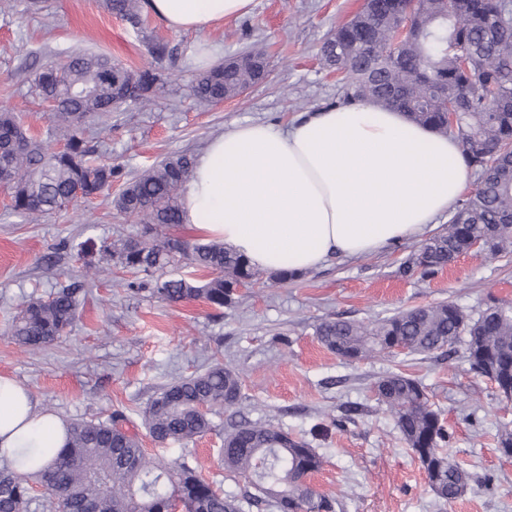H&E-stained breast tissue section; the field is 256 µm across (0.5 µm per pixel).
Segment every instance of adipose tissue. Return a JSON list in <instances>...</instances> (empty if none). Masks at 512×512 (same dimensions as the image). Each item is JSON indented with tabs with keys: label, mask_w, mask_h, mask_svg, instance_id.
<instances>
[{
	"label": "adipose tissue",
	"mask_w": 512,
	"mask_h": 512,
	"mask_svg": "<svg viewBox=\"0 0 512 512\" xmlns=\"http://www.w3.org/2000/svg\"><path fill=\"white\" fill-rule=\"evenodd\" d=\"M171 29L202 32L249 14L253 0H148ZM468 182L458 142L363 103L281 127L245 121L212 137L182 194L184 223L253 266L303 274L426 236ZM66 424L0 376V459L59 448Z\"/></svg>",
	"instance_id": "obj_1"
}]
</instances>
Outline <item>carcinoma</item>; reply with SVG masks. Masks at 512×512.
<instances>
[{
  "mask_svg": "<svg viewBox=\"0 0 512 512\" xmlns=\"http://www.w3.org/2000/svg\"><path fill=\"white\" fill-rule=\"evenodd\" d=\"M106 9L142 29L141 0H104ZM411 25V40L393 46L395 26ZM321 62L344 74L336 107L371 101L405 112L459 141L468 165L478 172L470 197L456 208L445 232L420 243L399 268L403 277L429 280L454 254L482 242L495 258L512 248V0H366L362 8L322 45ZM268 61L260 43L229 62L199 69L195 98L217 104L243 94L262 80ZM36 97L52 104L51 123L66 132L63 149L27 134L17 115L0 109V187L13 210L37 221L80 200L94 198L120 180L118 165L98 160L87 137L102 116L131 104L146 105L163 84L150 70L134 72L101 53L72 52L35 72ZM456 113L448 125V113ZM194 158L179 154L143 169L124 183L113 208L144 225L145 239L100 244L114 265L148 276L141 289L170 303L202 298L222 308L234 287L261 279L262 271L220 241L195 243L162 235L182 223L181 190ZM183 261L210 279H153L156 271ZM81 289L61 285L48 296H30L13 317L8 335L15 343L40 348L57 342L80 313ZM316 336L347 361L398 355H451L464 345V358L477 376L491 380L499 397L512 400V304L492 301L477 316L455 303L398 311L368 323L325 320ZM377 402L394 418L401 439L417 456L435 496L448 502L468 486L469 475L445 448L448 433L431 408L421 382L390 372L373 385ZM242 399L238 372L213 362L181 377L151 397L142 418L159 446L187 445L214 429L212 416ZM126 413L69 422L61 448L22 452L0 466V512H28L33 486L51 512H240L236 500L216 490L188 462L172 466L142 448L125 428ZM52 454L41 466L39 457ZM224 469L245 479L247 498L259 512H334L337 502L307 482L323 457L310 443L270 422H241L224 431Z\"/></svg>",
  "mask_w": 512,
  "mask_h": 512,
  "instance_id": "obj_1",
  "label": "carcinoma"
}]
</instances>
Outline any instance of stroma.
Listing matches in <instances>:
<instances>
[{
    "label": "stroma",
    "instance_id": "1",
    "mask_svg": "<svg viewBox=\"0 0 512 512\" xmlns=\"http://www.w3.org/2000/svg\"><path fill=\"white\" fill-rule=\"evenodd\" d=\"M362 4L254 0L246 17L204 32L171 30L146 9L136 34L104 0H10L8 12L0 13V106L17 108L25 126L60 148V131L51 130L31 93L36 70L78 48L111 55L134 71L152 70L164 85L160 99L122 108L92 128L100 160L121 165L131 179L171 155H199L212 136L237 123L287 125L334 102L340 85L323 67L320 47ZM157 41L168 45L160 59L150 53ZM257 41L269 61L265 79L242 97L199 105L191 88L199 47L221 44L228 58ZM140 232L116 212L110 194L33 223L12 210L0 189V375L26 388L40 409L67 421L123 409L129 430L151 450L141 416L148 400L218 360L239 372L242 400L214 416V430L193 444L192 457L225 495L241 500L249 490L224 468V426L235 416L309 437L324 459L310 484L337 499L335 512H512V458L497 444L500 430L512 428V404L500 403L462 354L348 362L315 334L328 319L368 322L448 301L474 315L490 300L512 302V252L465 254L423 282L398 273L417 246L403 241L377 254L332 258L287 284L261 279L221 309L201 298L169 303L133 290L144 273L115 266L85 282L82 242H116ZM73 282L84 283L86 294L66 338L35 351L8 338L7 323L23 300ZM390 371L422 383L448 433L449 454L469 475L465 492L451 502L434 496L416 455L375 400L374 382ZM318 423L330 426L328 436L310 437Z\"/></svg>",
    "mask_w": 512,
    "mask_h": 512
}]
</instances>
